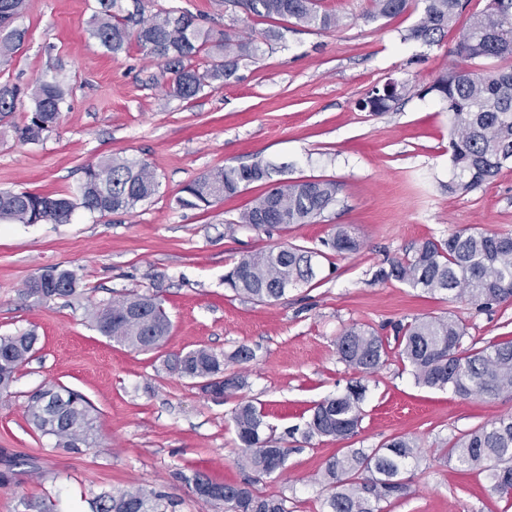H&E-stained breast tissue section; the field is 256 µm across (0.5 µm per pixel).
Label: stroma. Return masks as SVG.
<instances>
[{"label":"stroma","instance_id":"35a3bbf8","mask_svg":"<svg viewBox=\"0 0 512 512\" xmlns=\"http://www.w3.org/2000/svg\"><path fill=\"white\" fill-rule=\"evenodd\" d=\"M370 4L318 0L342 19L321 31L245 19L235 0H142L148 16L183 7L203 13L216 31L244 26L259 48L230 80L185 101L167 96L163 65L137 46L112 55L90 38L97 0H27L26 39L0 68V86L22 90L16 111L0 119V190L73 196L87 165L111 156L150 163L159 189L130 212L80 208L67 224L0 223V336H38L32 357L0 393V475L8 477L0 512L41 502L56 512H91L100 491L137 487L169 496L175 512H224L223 503L198 498L186 478L198 471L217 482L251 479L235 463L231 415L242 402L262 408L273 438L291 450L285 472L256 484L284 498L288 512H320L318 477L330 459L397 436L414 439L420 452L404 473L409 496L387 512H512V496L491 491L482 474L447 455L461 434L512 414V395L462 399L418 386L397 353L365 378L356 435L302 437L313 404L356 376L336 357V339L351 325L390 339L395 323L450 316L465 325L468 347L512 336V303L479 310L376 277L430 238L464 229L512 233V164L468 195H449L448 112L427 88L440 72L463 66L451 49L468 14L428 46L402 39L417 14L369 22ZM272 29L282 38L269 39ZM57 70L67 103L43 140L24 142L33 81ZM390 79L405 86L394 109L359 108ZM257 160L273 165L276 181L335 180L336 203L315 223L271 233L235 224L264 192L261 183L204 210L177 204L183 186L203 172ZM339 225L351 229L359 249L328 253L312 282L276 304L225 288L224 271L241 255L287 244L317 249ZM49 266L78 273L72 299L22 295L23 282ZM131 291L159 294L170 316V334L156 350H132L93 326L98 306ZM198 345L254 350L236 368L239 390L216 399L166 370L169 355ZM49 384L79 391L95 408L96 447L66 451L28 423L29 395Z\"/></svg>","mask_w":512,"mask_h":512}]
</instances>
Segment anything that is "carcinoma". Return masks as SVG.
Wrapping results in <instances>:
<instances>
[{
	"label": "carcinoma",
	"mask_w": 512,
	"mask_h": 512,
	"mask_svg": "<svg viewBox=\"0 0 512 512\" xmlns=\"http://www.w3.org/2000/svg\"><path fill=\"white\" fill-rule=\"evenodd\" d=\"M248 18L283 19L303 28L331 30L340 25L335 13L318 9L316 0H236ZM91 16L89 35L107 51L118 54L136 42L146 55L162 63L170 74L172 96L190 100L216 81L232 77L239 64L256 56L258 46L242 31L219 33L203 25L200 15L181 8L142 17V8L123 13L118 0H99ZM469 0H372L365 18L376 21L420 10L418 22L406 40L438 43L453 26ZM26 0H0V66H7L24 42L26 29L18 20ZM211 63L196 64L201 53ZM454 52L468 65L441 72L425 93L436 94L450 117L452 176L448 194L466 195L493 180L512 157V67L500 62L512 58V0H488L470 18ZM18 90L0 87V115L15 111ZM400 93L375 87L361 102L371 112H388ZM33 111L22 139L39 142L54 127L65 103L64 77L42 75L32 92ZM270 179V165H226L209 170L186 184L177 203L198 209L240 193ZM159 182L143 160L105 158L85 169V179L73 198L65 194L0 191V223L66 224L76 209L89 212H129L156 194ZM336 182L324 179L281 180L252 200L237 224L271 230L292 224H310L336 202ZM324 246L338 253L354 252L359 242L339 226ZM323 255L300 246H281L244 254L224 275V284L237 295L263 303L282 300L288 290L316 278L315 258ZM376 278L395 280L426 293L445 292L479 310L512 302V234L454 232L441 240L429 239L413 253L393 259ZM79 286L77 273L57 266L40 268L25 282L23 295L37 301L69 298ZM103 336L136 351L159 347L171 322L155 294L127 293L100 306L93 315ZM398 356L410 368L417 384L447 389L454 395L495 397L512 394V339L484 347H463L465 329L449 317H417L408 325H394ZM38 337L32 331L0 336V391L9 388L18 368L27 362ZM338 359L366 377L375 373L388 355L384 339L370 328L353 325L336 339ZM254 358L242 345L219 355L198 346L167 358L169 371L218 392L242 387L243 381L224 372L233 364ZM366 387L350 381L344 392L330 395L312 408L304 439L331 437L337 441L355 435L363 420L361 403ZM28 421L42 434L56 438L67 450L92 448L96 443V415L78 392L60 385L36 390L26 406ZM240 446L237 463L257 477L286 469L289 450L267 436L264 415L244 402L232 411ZM416 445L398 436L378 448H355L330 460L321 475L326 495L322 512H383L384 505L410 492L402 473L416 458ZM448 459L485 474L493 491L512 494V415L490 421L456 438ZM201 498L224 503L228 512H288L285 500L263 495L251 483H216L196 472L186 478ZM168 496L145 488L117 492L103 490L93 499V512H168Z\"/></svg>",
	"instance_id": "1"
}]
</instances>
